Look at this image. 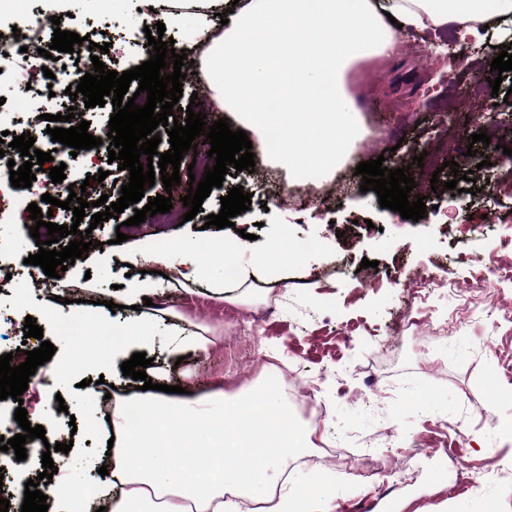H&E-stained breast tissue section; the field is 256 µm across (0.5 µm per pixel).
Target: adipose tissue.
Wrapping results in <instances>:
<instances>
[{
  "instance_id": "obj_1",
  "label": "adipose tissue",
  "mask_w": 512,
  "mask_h": 512,
  "mask_svg": "<svg viewBox=\"0 0 512 512\" xmlns=\"http://www.w3.org/2000/svg\"><path fill=\"white\" fill-rule=\"evenodd\" d=\"M165 3L173 19H193L206 74H220L211 104L238 112L253 133H281V159L289 170L334 167L342 149L360 135L357 113L342 90L323 92L327 76L341 75L356 59L389 56L390 20L404 27H441L468 18L512 19V0H239L227 25L213 22L224 0H143V20L153 24L154 6ZM275 108H266L269 95ZM191 239L153 254L157 276L130 281L123 304L173 286L191 291L208 282ZM123 350L102 348L101 369L111 370L136 352L150 351L153 325L128 323ZM216 339L202 325H175L167 342L171 358L211 355ZM137 427L122 409L112 412L113 446L95 466L108 473L90 485L58 480L49 494L61 512H240L238 498L261 497L288 476V465L312 445L279 394L245 388L229 396L216 389L180 399L149 390L136 394Z\"/></svg>"
}]
</instances>
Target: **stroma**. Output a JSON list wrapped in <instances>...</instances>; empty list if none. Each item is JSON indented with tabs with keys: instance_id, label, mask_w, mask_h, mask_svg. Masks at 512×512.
Segmentation results:
<instances>
[{
	"instance_id": "stroma-1",
	"label": "stroma",
	"mask_w": 512,
	"mask_h": 512,
	"mask_svg": "<svg viewBox=\"0 0 512 512\" xmlns=\"http://www.w3.org/2000/svg\"><path fill=\"white\" fill-rule=\"evenodd\" d=\"M141 0H111L108 8L96 0H26L24 7L0 8V30L25 28L37 17L55 16L60 28L90 35L108 43L100 61L123 72L147 61L134 49L131 38L143 28ZM512 43V25L491 21L477 35L461 37L455 24L441 28L409 29L396 33L390 56L354 64L343 78L344 86L359 113L360 125L371 138L355 144L360 161L383 159L389 169L409 168L417 194L426 198L423 219L412 221L381 207L375 192H361V177L345 163L333 173L319 172L322 185L347 181V195L327 206L299 213L289 211L281 198L268 197L256 175L228 173L221 187L213 188L203 211L182 224L159 227L168 241L189 237L218 242L222 232L206 224L219 213L220 199L239 186L253 196L246 212L234 219L237 229L250 233L238 254L240 265H250L254 253L274 241L317 238L319 250L310 252L304 264L295 266L272 258L263 277L274 290L249 306H234L209 292L187 294L169 290L170 311L190 322L209 327L220 341L209 358L198 360L190 371L176 366L166 383L192 390L216 388L231 393L278 369L266 364L262 342H269L290 367L294 392L287 400L299 421L307 416L297 392L307 389L313 402L325 404L327 418L313 431L312 455L323 446L349 449L352 455H390L392 467L409 474L400 489L379 499L376 512H512V441L500 430L512 419V318L486 319L491 305L512 306V279L490 273L491 260L512 262V193L501 190L507 172L482 169L477 194L433 192L431 177L452 180L451 171L435 172L418 167L412 159L420 153L439 161L466 158L468 169L477 160L467 157L468 148L484 151L486 144L473 142V134L487 133L492 144L512 148V131L474 122L471 109L480 99H494L499 111L512 113V97L503 93L512 81L503 80L500 94L488 81L491 62L502 46ZM451 56L456 66L441 74L434 58ZM10 135L31 134L41 151L52 153L66 165L65 182L59 183V200H66L68 184L109 170L120 186L127 184L129 170L108 160L107 151L54 146L46 121L32 120L28 113L8 119ZM41 190L12 187L0 181V266L12 268L14 280L0 288V355L16 353L24 340V316L36 318L44 340L55 347L51 360L31 376L24 402L32 425L43 426L49 444L71 443L68 453H53L60 477L88 484L95 476L93 459L109 431L106 412L87 421L83 407L99 397V372L86 364L79 373H65L71 346L55 332L56 322L87 310L84 304L55 301L49 290L32 286L24 260L39 251L29 232L25 213L12 204L24 198L40 202ZM117 219L101 222L92 235L101 248L69 266L70 276L89 278L102 299L115 296L116 286L127 278H141L140 267L122 264L123 250L147 254L138 232L116 242ZM377 262L383 278L367 288L360 283L362 260ZM447 272L453 294L432 292L428 300L433 318L467 309L459 328L444 338L425 328H412L411 338L396 340L399 316L411 306L413 281L407 273L431 275ZM484 272L486 286L473 289L477 272ZM268 317L253 329L250 338L240 336L238 321L258 311ZM59 371L56 385L68 410L49 408L40 385L47 372ZM380 382L379 394H371L364 376ZM14 400H0V435L12 438L21 428L14 419ZM461 424L456 443L461 459L479 474L468 491L450 498L442 493L453 475L447 456L422 454L421 448L443 440L448 427ZM291 484L317 492L326 512H341L358 497L362 488L343 468H322L311 463L291 467Z\"/></svg>"
}]
</instances>
